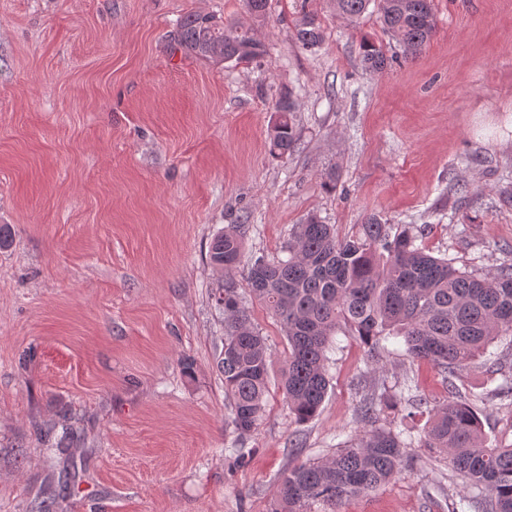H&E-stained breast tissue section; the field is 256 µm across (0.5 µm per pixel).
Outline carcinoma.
<instances>
[{"label":"carcinoma","instance_id":"1","mask_svg":"<svg viewBox=\"0 0 512 512\" xmlns=\"http://www.w3.org/2000/svg\"><path fill=\"white\" fill-rule=\"evenodd\" d=\"M370 2L336 0V10L353 22ZM380 14L407 58L416 57L433 36V0H380ZM174 40L183 53L214 64L248 62L262 54L251 30L208 14L184 17ZM296 40L306 50L322 44L324 31L315 15L303 13ZM360 51L367 70L387 66L375 44L365 41ZM294 109L289 96L276 103L270 151L278 157L295 148ZM418 238L375 215L342 238L334 225L311 216L296 226L287 259L261 256L247 262L250 295L277 318L288 341L280 380L284 398L298 422L318 415L330 387L328 353L340 332L358 337L375 366L386 343L399 341L406 355L445 373L443 400L406 384L386 391L383 404L429 415L419 447L447 459L467 489L448 512H512V445L487 443L480 416L453 382L495 342L512 337V264L493 277H477L430 255ZM208 259L224 274V285L214 293L224 309L217 367L231 410L226 426L236 434L235 452L243 459L245 440L265 417L271 354L234 282L243 262L240 225L229 224L214 236ZM380 414L374 399L365 401L358 412L359 434L325 460L290 468L276 486L270 512H341L345 500L374 491L411 466V444L396 423L381 424Z\"/></svg>","mask_w":512,"mask_h":512}]
</instances>
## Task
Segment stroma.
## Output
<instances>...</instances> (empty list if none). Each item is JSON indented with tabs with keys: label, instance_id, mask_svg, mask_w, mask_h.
<instances>
[{
	"label": "stroma",
	"instance_id": "1",
	"mask_svg": "<svg viewBox=\"0 0 512 512\" xmlns=\"http://www.w3.org/2000/svg\"><path fill=\"white\" fill-rule=\"evenodd\" d=\"M306 11L324 30L312 51L295 41ZM195 12L252 29L263 55L215 65L175 49ZM434 13L408 61L374 2L352 23L329 0H267L261 21L243 0H0V225L13 237L0 250V512H268L290 467L358 433L381 386L446 396L439 368L402 345L376 372L340 335L320 414L296 422L271 388L237 462L210 298L222 276L206 259L228 224L245 225L246 256L272 259L308 215L344 237L375 214L424 228L456 268L499 271L512 255V0H434ZM366 40L391 58L384 72L364 68ZM285 94L297 144L278 158ZM235 280L279 378L281 325ZM503 377L478 362L455 380L493 445L512 444V397L492 393ZM416 454L342 512H448L459 481L428 503L448 463ZM295 104L290 96L279 99L275 106L276 120L270 133V151L278 156H288L295 148L297 137L293 123Z\"/></svg>",
	"mask_w": 512,
	"mask_h": 512
}]
</instances>
